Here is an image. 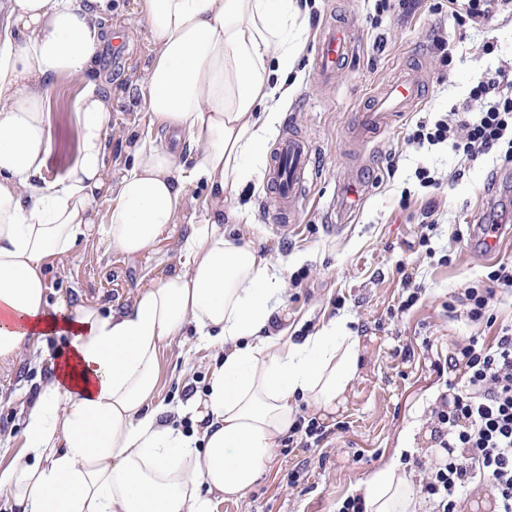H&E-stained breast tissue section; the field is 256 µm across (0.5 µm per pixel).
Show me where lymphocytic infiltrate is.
<instances>
[{
    "mask_svg": "<svg viewBox=\"0 0 512 512\" xmlns=\"http://www.w3.org/2000/svg\"><path fill=\"white\" fill-rule=\"evenodd\" d=\"M411 138L432 146L451 142L471 161L496 150L511 163L512 62L482 74L459 107L434 125L419 124ZM488 280L460 297L471 320L485 317L497 288H512V264H498ZM449 364L462 368L463 381L430 411L439 456L421 448L408 456L420 491L432 512H462L471 484L479 481L493 494L494 512H512V323L498 326L492 345L474 337L459 343Z\"/></svg>",
    "mask_w": 512,
    "mask_h": 512,
    "instance_id": "f902f5d3",
    "label": "lymphocytic infiltrate"
}]
</instances>
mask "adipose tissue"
<instances>
[{
	"mask_svg": "<svg viewBox=\"0 0 512 512\" xmlns=\"http://www.w3.org/2000/svg\"><path fill=\"white\" fill-rule=\"evenodd\" d=\"M111 0H10L0 19V359L62 336L54 379L26 413L21 452L0 467L16 512H213L214 495L242 496L296 420V400L333 411L358 370L346 321L302 342L271 334L280 268L224 234V195L253 180L283 119L306 26L297 0H139L152 56L135 85L149 120L133 163L105 177L112 98L97 61L111 33ZM83 81L74 103L78 158L59 178L46 102L54 77ZM187 140L176 162L159 132ZM208 188L205 219L184 241L181 271L143 287L130 307L48 309L43 262L93 231V204L110 202L103 233L133 255L177 222L187 185ZM218 337L224 359L203 400L158 401L160 358L186 324ZM197 415L185 434L166 414ZM368 512H415L405 474L373 473Z\"/></svg>",
	"mask_w": 512,
	"mask_h": 512,
	"instance_id": "obj_1",
	"label": "adipose tissue"
}]
</instances>
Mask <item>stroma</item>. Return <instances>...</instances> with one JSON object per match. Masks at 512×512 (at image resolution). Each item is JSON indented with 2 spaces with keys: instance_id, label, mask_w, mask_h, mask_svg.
<instances>
[{
  "instance_id": "stroma-1",
  "label": "stroma",
  "mask_w": 512,
  "mask_h": 512,
  "mask_svg": "<svg viewBox=\"0 0 512 512\" xmlns=\"http://www.w3.org/2000/svg\"><path fill=\"white\" fill-rule=\"evenodd\" d=\"M308 23L301 63L288 77L292 88L283 125L294 126L311 146L306 195L293 219L294 231L272 228L264 214L265 178L230 194L225 209L235 210L226 235L250 244L282 271L284 291L275 311L278 328L300 341L322 325L347 320L359 338V369L332 412L299 402L298 413L324 426L319 448L276 446L257 482L243 496L216 504L214 512H336V504L392 460L416 448H434L429 411L455 373L448 366L453 346L476 336L492 342L494 327L472 321L457 298L464 288L485 280L491 265L512 262V236L492 248L480 242L485 214L503 210L512 225V167L496 155L477 161L452 147L425 148L411 139L418 123L434 121L461 104L476 75L512 59V16L498 15L480 31L466 18V0H422L402 13L397 0H298ZM349 26L356 50L321 85L315 49L325 22ZM104 27L116 32L98 58L97 69L112 92V126L107 166L115 175L133 160V143L148 122L140 95L130 86L151 57L152 43L138 12V0H112ZM448 40L439 53L435 37ZM492 42L485 52L484 42ZM408 66L427 75L420 103L393 128L353 149L348 130L369 95ZM81 80H52L47 110L54 146L44 176H62L78 155L73 102ZM364 165L372 181L369 196L343 230L330 227L329 202L353 167ZM436 168L440 188L423 187L417 167ZM203 184L187 186L185 214L165 229L152 248L128 255L100 233H92L71 253L47 262V306H90L107 313L129 306L144 286L177 269L192 221L204 215ZM435 204L434 230L423 210ZM412 273L424 292L411 309L400 311L407 294L400 280ZM60 336H46L19 358L0 364V461L20 451L24 415L52 374ZM222 356L220 341H200L186 328L166 349L160 365L159 396L172 403L204 397L211 371Z\"/></svg>"
}]
</instances>
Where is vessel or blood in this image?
I'll use <instances>...</instances> for the list:
<instances>
[{"mask_svg": "<svg viewBox=\"0 0 512 512\" xmlns=\"http://www.w3.org/2000/svg\"><path fill=\"white\" fill-rule=\"evenodd\" d=\"M353 52V36L340 24L322 27L316 48L315 69L323 81H332L336 69ZM425 76L416 69L404 70L376 94L370 109L361 113L354 124L351 137L361 145L375 134L385 131L396 118L414 109L422 96ZM309 150L304 140L291 131H284L275 149L267 172L272 192L265 209L270 223L287 230L291 215L297 210L307 182ZM365 192L357 177L345 176L336 194L338 209H346L349 201L360 199Z\"/></svg>", "mask_w": 512, "mask_h": 512, "instance_id": "vessel-or-blood-1", "label": "vessel or blood"}]
</instances>
